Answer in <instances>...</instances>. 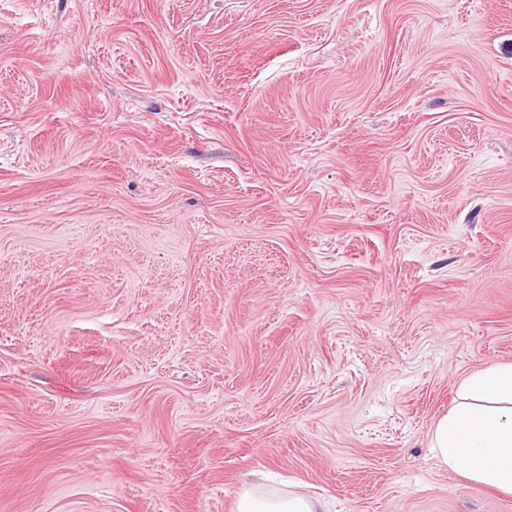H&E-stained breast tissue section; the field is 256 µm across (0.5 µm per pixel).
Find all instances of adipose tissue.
<instances>
[{"label": "adipose tissue", "mask_w": 512, "mask_h": 512, "mask_svg": "<svg viewBox=\"0 0 512 512\" xmlns=\"http://www.w3.org/2000/svg\"><path fill=\"white\" fill-rule=\"evenodd\" d=\"M462 399L438 418L432 450L438 462L469 480L512 492V365L470 377ZM237 512H329L322 498L263 485H245Z\"/></svg>", "instance_id": "adipose-tissue-1"}]
</instances>
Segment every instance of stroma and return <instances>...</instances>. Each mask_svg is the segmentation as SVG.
Masks as SVG:
<instances>
[{"mask_svg": "<svg viewBox=\"0 0 512 512\" xmlns=\"http://www.w3.org/2000/svg\"><path fill=\"white\" fill-rule=\"evenodd\" d=\"M498 364L512 0H0V512H512ZM463 391L435 424V458L477 484L512 492V365L486 368ZM237 512H330L322 498L301 492L248 484L239 492Z\"/></svg>", "mask_w": 512, "mask_h": 512, "instance_id": "stroma-1", "label": "stroma"}]
</instances>
